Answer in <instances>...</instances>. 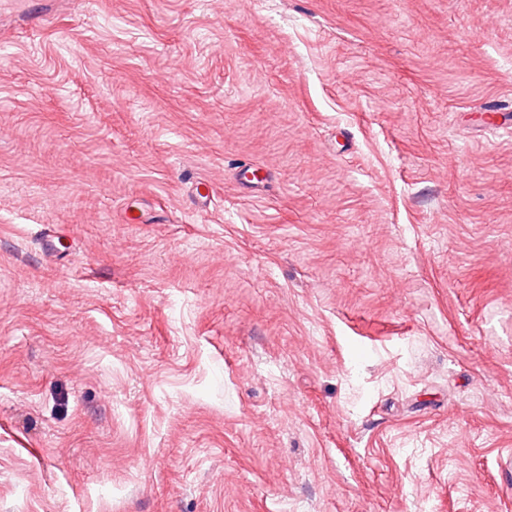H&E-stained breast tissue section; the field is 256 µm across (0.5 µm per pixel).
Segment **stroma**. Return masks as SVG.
<instances>
[{"mask_svg":"<svg viewBox=\"0 0 512 512\" xmlns=\"http://www.w3.org/2000/svg\"><path fill=\"white\" fill-rule=\"evenodd\" d=\"M493 104L512 0L0 34V512H512Z\"/></svg>","mask_w":512,"mask_h":512,"instance_id":"35a3bbf8","label":"stroma"}]
</instances>
